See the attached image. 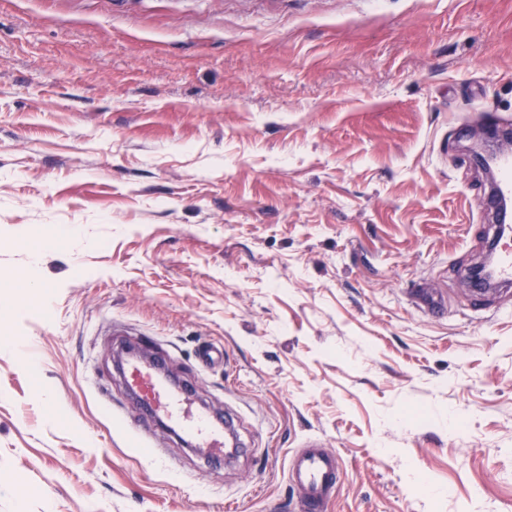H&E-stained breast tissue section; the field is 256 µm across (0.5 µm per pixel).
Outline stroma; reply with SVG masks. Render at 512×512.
Listing matches in <instances>:
<instances>
[{
	"instance_id": "1",
	"label": "stroma",
	"mask_w": 512,
	"mask_h": 512,
	"mask_svg": "<svg viewBox=\"0 0 512 512\" xmlns=\"http://www.w3.org/2000/svg\"><path fill=\"white\" fill-rule=\"evenodd\" d=\"M493 122L512 0H0V339L36 355L0 347V512H274L312 439L326 512H512V286L467 279ZM145 333L236 453L128 396ZM341 459L333 450L322 448L316 442H309L301 451L293 454L288 481L301 494V508L305 512L319 511L340 481Z\"/></svg>"
}]
</instances>
